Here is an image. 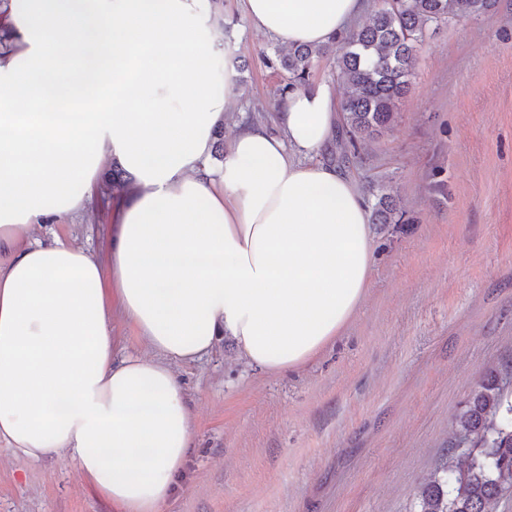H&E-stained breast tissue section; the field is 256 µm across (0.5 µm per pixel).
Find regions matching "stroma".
I'll list each match as a JSON object with an SVG mask.
<instances>
[{
	"instance_id": "1",
	"label": "stroma",
	"mask_w": 512,
	"mask_h": 512,
	"mask_svg": "<svg viewBox=\"0 0 512 512\" xmlns=\"http://www.w3.org/2000/svg\"><path fill=\"white\" fill-rule=\"evenodd\" d=\"M224 44L249 68L225 138L277 112L274 40L224 0ZM366 205L386 186L402 221L373 225L366 297L306 366L267 374L220 341L178 368L195 446L162 512H418L455 445L453 419L488 375L512 371V0L440 25L418 47L392 124L350 162L322 150ZM110 197L42 227L103 255ZM0 512H113L65 455L0 444Z\"/></svg>"
}]
</instances>
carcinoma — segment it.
Returning a JSON list of instances; mask_svg holds the SVG:
<instances>
[{"mask_svg":"<svg viewBox=\"0 0 512 512\" xmlns=\"http://www.w3.org/2000/svg\"><path fill=\"white\" fill-rule=\"evenodd\" d=\"M497 0H376L370 22L336 43L296 46L264 55L285 76L280 96L309 85L315 62L332 55L347 84L343 102L346 138L337 144L347 162L360 142L390 125L410 88L415 51L430 26L491 12ZM372 223L400 224L394 198L380 192ZM455 451L467 459L456 470L444 464L422 487L419 512H487L512 490V390L496 375L486 377L455 417Z\"/></svg>","mask_w":512,"mask_h":512,"instance_id":"1","label":"carcinoma"}]
</instances>
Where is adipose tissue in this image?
Here are the masks:
<instances>
[{
	"instance_id": "adipose-tissue-1",
	"label": "adipose tissue",
	"mask_w": 512,
	"mask_h": 512,
	"mask_svg": "<svg viewBox=\"0 0 512 512\" xmlns=\"http://www.w3.org/2000/svg\"><path fill=\"white\" fill-rule=\"evenodd\" d=\"M289 47L347 32L366 0H241ZM0 443L69 455L114 512H161L196 438L175 368L220 340L268 373L318 356L362 304L369 214L312 162L339 120L331 88L289 92L280 134L213 131L238 105L209 0H0ZM129 189L107 257L36 225L86 209L107 164ZM131 325L129 349L116 321Z\"/></svg>"
}]
</instances>
